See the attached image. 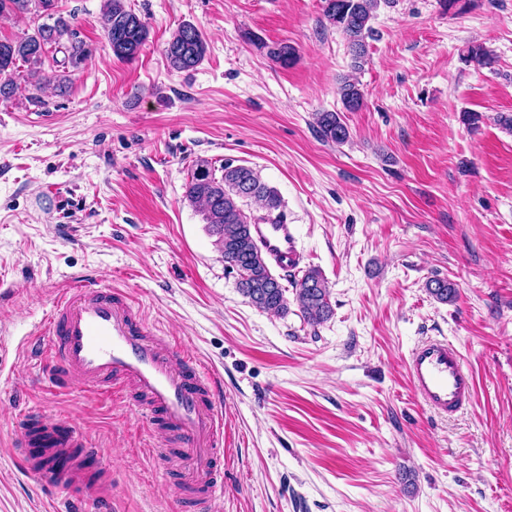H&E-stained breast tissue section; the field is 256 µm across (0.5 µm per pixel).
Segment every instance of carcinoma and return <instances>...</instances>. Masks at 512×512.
Returning a JSON list of instances; mask_svg holds the SVG:
<instances>
[{"mask_svg":"<svg viewBox=\"0 0 512 512\" xmlns=\"http://www.w3.org/2000/svg\"><path fill=\"white\" fill-rule=\"evenodd\" d=\"M393 0H324V18L343 32L352 53V66L362 67L366 56L365 39L372 31L370 22L380 6ZM0 15L29 16L45 19L33 32L11 39H0V99L11 98L15 91L14 74L18 64H27L35 79L33 87L43 91L50 85L62 89L67 76L46 75L38 70L48 54L60 53L62 60L52 58L58 66L78 68L87 63L91 50L78 38L68 19L55 10V0H0ZM102 27L112 54L125 61L136 58L149 38V28L139 16L126 9L124 0H105ZM274 63L287 67L296 60V49L286 43H260ZM206 45L200 30L190 24L180 25L171 34L165 46L170 66L179 71L196 68L204 59ZM467 58L480 66L494 63L491 51L481 45L469 48ZM340 98L345 110L361 108L363 93L352 81L340 87ZM315 123L326 142L345 143L350 132L340 113L324 111L315 114ZM185 198L200 207L213 246L227 268L238 275V288L255 308L273 315L288 313V288L271 273L269 263L260 251L251 228V217L243 209L252 201L268 213L278 211L282 200L278 191L262 181L258 172L245 165L226 163L221 175L206 161H199L192 169L185 185ZM428 293L441 303L456 298L455 284L440 278L427 282ZM294 300L303 320L312 326L327 321L333 313L330 290L316 270H310L293 282Z\"/></svg>","mask_w":512,"mask_h":512,"instance_id":"carcinoma-1","label":"carcinoma"}]
</instances>
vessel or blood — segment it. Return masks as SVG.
<instances>
[{
    "mask_svg": "<svg viewBox=\"0 0 512 512\" xmlns=\"http://www.w3.org/2000/svg\"><path fill=\"white\" fill-rule=\"evenodd\" d=\"M253 234L283 272L298 268L295 230L287 219H260ZM41 355L57 387L85 386L117 395L145 412L152 426L173 436L168 448L153 451L165 464L192 462V499L211 501L224 483V418L218 407L223 387L217 374L202 372L196 359L180 354L168 337L157 335L126 292L92 280L74 281L55 298L46 319ZM406 370L417 396L439 414L470 404L474 380L457 346L448 338H427L410 352ZM18 456L46 486L75 489L85 505L97 496L98 451L67 417L51 420L34 411L20 415Z\"/></svg>",
    "mask_w": 512,
    "mask_h": 512,
    "instance_id": "vessel-or-blood-1",
    "label": "vessel or blood"
}]
</instances>
